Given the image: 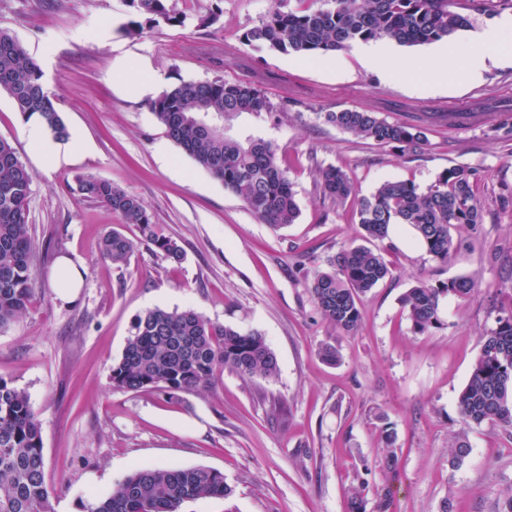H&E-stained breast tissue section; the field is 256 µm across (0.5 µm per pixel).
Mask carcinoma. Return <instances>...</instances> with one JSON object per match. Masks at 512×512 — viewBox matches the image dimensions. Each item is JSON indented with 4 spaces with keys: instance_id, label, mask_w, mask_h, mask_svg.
Masks as SVG:
<instances>
[{
    "instance_id": "1",
    "label": "carcinoma",
    "mask_w": 512,
    "mask_h": 512,
    "mask_svg": "<svg viewBox=\"0 0 512 512\" xmlns=\"http://www.w3.org/2000/svg\"><path fill=\"white\" fill-rule=\"evenodd\" d=\"M303 6L272 9L243 33V40L281 53L323 56L361 41L393 40L403 46L451 39L470 24L453 10L456 0H301ZM134 13L158 24L185 23L175 0H128ZM0 92L23 114L37 113L59 141L68 130L53 99L45 92L42 71L18 39L0 30ZM167 137L198 166L224 183L254 216L272 229L295 223L299 207L288 167L271 141L242 142L211 135L198 122L201 113L231 117L274 109L259 86L222 79L180 81L150 102ZM326 122L365 140L417 152L428 143V127L389 123L376 113L344 110L324 113ZM324 195L336 202L353 199L364 245L341 249L314 273L311 294L322 319L335 331L355 332L362 320L361 299L391 274L381 248L392 224H405L434 260L445 263L454 251L451 230L482 223L475 192L476 173L464 166L442 171L426 189L406 180H387L370 196L357 197L350 176L340 167L320 172ZM33 175L12 142L0 137V330L26 310L36 286L39 255L29 234ZM78 193L137 227L140 238L108 233L101 254L117 267L128 264L142 244L165 259L181 263L175 239L160 233L141 199L109 180L76 178ZM476 291L467 277L433 286L421 282L401 297L412 331L425 334L444 326L442 303L452 295ZM241 377L271 378L278 361L257 330L242 331L215 323L192 309L155 308L137 316L120 358L112 366L113 387L138 392L159 389L175 397L211 388L224 371ZM468 427L492 423L512 429V312L496 318L483 336L469 379L457 399ZM382 468L386 483L376 493L372 512H392L398 457L393 423L381 428ZM232 492L224 474L208 467L175 466L132 471L106 497L84 512H181L184 503ZM47 485L42 427L27 394L0 378V512H54Z\"/></svg>"
}]
</instances>
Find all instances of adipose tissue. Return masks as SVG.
I'll use <instances>...</instances> for the list:
<instances>
[{
    "label": "adipose tissue",
    "mask_w": 512,
    "mask_h": 512,
    "mask_svg": "<svg viewBox=\"0 0 512 512\" xmlns=\"http://www.w3.org/2000/svg\"><path fill=\"white\" fill-rule=\"evenodd\" d=\"M512 56V18L500 19L488 29L481 42L438 49L427 63L426 79L447 81L458 74L479 80L487 62L502 56ZM21 133L42 165L50 171L58 170L63 162L78 157L84 150L79 134L68 140H55L44 126L39 115L27 117Z\"/></svg>",
    "instance_id": "obj_1"
}]
</instances>
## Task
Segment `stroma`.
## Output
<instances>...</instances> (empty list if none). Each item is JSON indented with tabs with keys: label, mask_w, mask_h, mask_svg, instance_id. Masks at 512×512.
<instances>
[{
	"label": "stroma",
	"mask_w": 512,
	"mask_h": 512,
	"mask_svg": "<svg viewBox=\"0 0 512 512\" xmlns=\"http://www.w3.org/2000/svg\"><path fill=\"white\" fill-rule=\"evenodd\" d=\"M275 0H179L182 26L126 35L127 0H0V29L37 60L45 90L68 130L88 145L58 172L34 167L23 117L0 92V137L31 165L30 233L45 256L26 312L0 330V378L24 390L42 424L55 512H83L133 470L207 466L224 474V498L186 502L182 512H347L364 486L384 484L381 426L391 421L400 480L394 512H504L512 490V434L465 426L457 398L499 312L512 309V60L488 63L479 82L459 77L424 88L407 69L429 44L402 47L398 78L366 68L355 48L314 61L245 42ZM150 61L151 94L126 93L122 70ZM257 83L270 112L225 122L238 140L274 141L290 167L300 215L279 230L262 224L223 184L166 136L152 97L183 80ZM458 106L489 112L484 125L438 122L420 152L404 153L342 131L325 113L368 109L390 122L417 123ZM346 171L356 195L387 180L431 185L452 166L476 170L483 220L454 228L447 263L430 257L409 229L390 236L391 275L363 299L352 334L332 331L310 293L316 270L359 231L352 201L325 197L319 171ZM112 181L140 197L175 238V264L140 245L127 266L103 258L104 235L138 234L99 203L71 191L76 177ZM82 271L77 295L62 298L51 279L60 258ZM477 281L465 299L448 298L443 328L416 334L399 302L418 282ZM196 308L214 322L260 331L275 352V377L220 375L211 389L172 397L113 387L110 374L135 318L147 310ZM333 344L338 363L319 356ZM470 453L452 466V445Z\"/></svg>",
	"instance_id": "obj_1"
}]
</instances>
